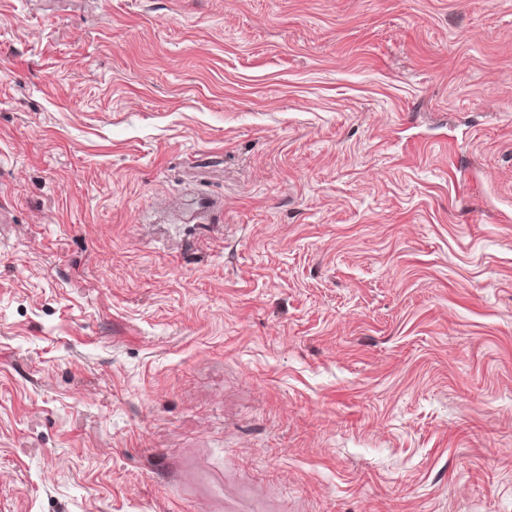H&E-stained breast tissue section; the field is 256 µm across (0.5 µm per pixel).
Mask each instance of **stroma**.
Segmentation results:
<instances>
[{
    "label": "stroma",
    "mask_w": 512,
    "mask_h": 512,
    "mask_svg": "<svg viewBox=\"0 0 512 512\" xmlns=\"http://www.w3.org/2000/svg\"><path fill=\"white\" fill-rule=\"evenodd\" d=\"M0 512H512V0H0Z\"/></svg>",
    "instance_id": "stroma-1"
}]
</instances>
